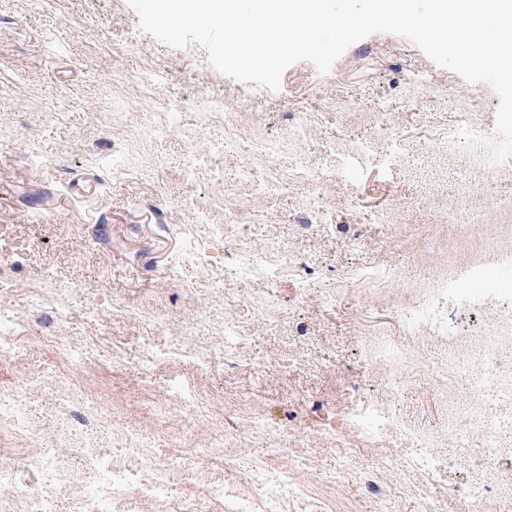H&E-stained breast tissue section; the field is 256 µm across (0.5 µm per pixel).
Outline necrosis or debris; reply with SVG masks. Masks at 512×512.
<instances>
[{
    "label": "necrosis or debris",
    "instance_id": "necrosis-or-debris-1",
    "mask_svg": "<svg viewBox=\"0 0 512 512\" xmlns=\"http://www.w3.org/2000/svg\"><path fill=\"white\" fill-rule=\"evenodd\" d=\"M476 160L469 168L477 194L465 196L450 209L454 223L464 226L485 224L488 211L512 216V199H494L485 189L498 176L500 168L488 162L480 148H473ZM236 273L244 278L270 279L281 269H288L300 288H320L321 267L312 256H298L278 242L262 248L242 243L236 249ZM401 319L415 333L444 336L448 333V317L435 307L432 298L414 301L403 306ZM478 360L462 359L452 368L463 375L470 390L480 396V405L466 413V431L455 436L459 455L480 449L487 460H495L498 435L502 429L512 428V420L501 417L497 408L501 402L512 403V355L502 350L501 338L490 332L480 338ZM26 389L18 386L0 393V432L7 430L26 438H38V431L29 427L23 416ZM348 423L350 429L363 441L377 445L386 439H395L400 455L386 458V466L404 473L429 476L431 458L419 449L420 438L387 407L363 403L353 409ZM480 430V442H473L471 430ZM27 470L0 465V487L24 492L28 499V512H56L60 493H69L78 503V512H136L143 503L159 506L161 512H198L195 503L176 497L172 492L171 466L157 463L136 444H129L123 455H107L96 448L80 449L83 469L77 473L64 470L54 448L43 446L28 449ZM252 493L243 495L236 488L221 484L209 486L206 496L219 503L223 512H285L286 502L295 489L282 470L254 472L250 478Z\"/></svg>",
    "mask_w": 512,
    "mask_h": 512
}]
</instances>
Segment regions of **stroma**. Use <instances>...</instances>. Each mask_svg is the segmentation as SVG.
Listing matches in <instances>:
<instances>
[{"instance_id": "stroma-1", "label": "stroma", "mask_w": 512, "mask_h": 512, "mask_svg": "<svg viewBox=\"0 0 512 512\" xmlns=\"http://www.w3.org/2000/svg\"><path fill=\"white\" fill-rule=\"evenodd\" d=\"M206 50L175 49L143 33L128 0H0V280L11 291L0 305L25 310L26 348L0 358V392L27 382L26 417L46 430V443L70 435L64 464L78 471V447L104 452L140 440L158 460L175 463L173 492L193 497L201 512H220L204 490L212 483L245 487L246 468L287 471L298 495L289 512H420L423 500L438 512H472L461 487L472 477L492 487L481 512H512V430L500 435V460L461 457L448 427L461 407L477 405L449 359L476 357L477 337L500 333L512 351V320L502 318L501 294L478 312L452 298H436L448 313L446 336L414 335L398 322L399 309L428 292L433 279L468 263L458 251L457 225L442 214L471 190L466 148L448 146L441 130L458 112L494 122L500 103L486 82L470 83L438 66L409 39L377 32L351 45L328 73L299 61L278 90L242 83L213 69ZM145 70L161 82L138 80ZM223 98L206 112L203 102ZM314 113L302 138L288 135L289 116ZM399 124L414 167L368 164L347 173L337 164L345 147L381 139L384 120ZM262 130L282 152L269 160L251 134ZM237 148L217 153L225 136ZM305 174L283 189L258 190L240 177L253 166L276 178L295 162ZM329 180L321 206L330 229L305 236L308 176ZM237 210L224 236L211 225ZM386 223H373L375 215ZM362 231L353 242V231ZM269 241L315 255L336 286V304L317 294L302 298L293 276L242 279L232 268L235 244ZM401 265L406 285H343L345 272ZM55 288L71 309L62 324L26 306L30 289ZM273 295L289 320L311 338L291 335L289 321L259 319L255 301ZM120 311H112V303ZM163 323L147 320V313ZM207 315L212 333L197 331ZM240 320L243 352L234 365L206 370L187 357L154 361L174 334L220 359L216 331L225 317ZM95 352L78 365L63 352L70 337ZM398 392H391V384ZM180 385L204 401L208 420L181 413L175 432L162 429L155 410L173 402ZM88 398L107 435L58 409V389ZM386 405L422 436L435 474L424 480L380 468L393 443L370 446L350 433L347 415L361 403ZM288 434V450L273 453L272 438L255 429L254 414ZM205 464L191 451L211 447ZM387 490L368 493L363 473Z\"/></svg>"}]
</instances>
